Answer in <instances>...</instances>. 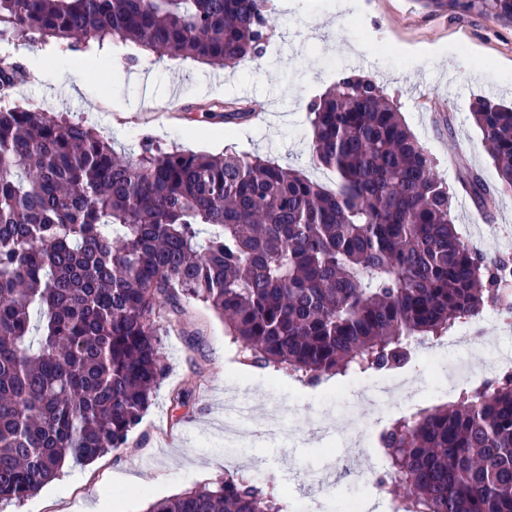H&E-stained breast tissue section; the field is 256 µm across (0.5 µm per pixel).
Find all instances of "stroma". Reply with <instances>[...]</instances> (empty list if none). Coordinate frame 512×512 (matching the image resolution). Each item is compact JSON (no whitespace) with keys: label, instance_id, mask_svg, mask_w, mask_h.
Instances as JSON below:
<instances>
[{"label":"stroma","instance_id":"1","mask_svg":"<svg viewBox=\"0 0 512 512\" xmlns=\"http://www.w3.org/2000/svg\"><path fill=\"white\" fill-rule=\"evenodd\" d=\"M356 2L343 16L339 0H271L263 57L227 70L220 84L210 80L213 66L161 58L130 42L108 39L70 51L50 38L0 40V58L25 76L9 101L83 121L120 154H138L146 143L166 151L257 154L331 187L335 174L310 162L312 130L303 106L346 72L372 75L434 159L469 246L489 257L512 255V192L501 191L470 112L477 98L512 100V26L479 13L431 14L418 0ZM92 53L96 62L72 72L74 57ZM227 101L244 110L238 125L245 136L223 135V120L206 109ZM469 172L483 179L485 201L464 187ZM184 307L180 324L163 338L169 374L126 447L90 464L67 462L55 481L23 501L0 505V512H82L101 499L113 512H145L155 500L212 487L225 471L250 473L255 456L266 459L265 474L288 491L301 471L333 477L335 496L326 510L339 512L354 489L343 472L328 470L323 442L309 430L299 432L295 448L254 436L232 457L215 431L228 389L260 416L272 405L287 417L308 407L333 416L342 404L336 380L310 386L285 371L251 365L244 345L230 342L223 321L203 303L188 299ZM501 311L499 296H490L475 320L489 339L466 352L470 362L512 345L496 331ZM177 388L189 393L185 405L170 403ZM122 475L138 476L141 487L119 483Z\"/></svg>","mask_w":512,"mask_h":512}]
</instances>
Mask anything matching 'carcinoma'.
<instances>
[{
    "label": "carcinoma",
    "mask_w": 512,
    "mask_h": 512,
    "mask_svg": "<svg viewBox=\"0 0 512 512\" xmlns=\"http://www.w3.org/2000/svg\"><path fill=\"white\" fill-rule=\"evenodd\" d=\"M512 25V0H418ZM268 0H0V37L107 38L234 68L263 57ZM23 73L0 62V84ZM314 164L250 154L121 159L82 121L0 106V502L19 501L66 460L126 446L169 356L164 323L195 299L247 343L252 363L314 384L404 367L480 315L512 276L463 240L452 194L374 80L344 74L304 106ZM472 117L512 191V106ZM394 512H512V373L426 406L383 432ZM149 512H292L273 478L227 472L214 490Z\"/></svg>",
    "instance_id": "obj_1"
}]
</instances>
